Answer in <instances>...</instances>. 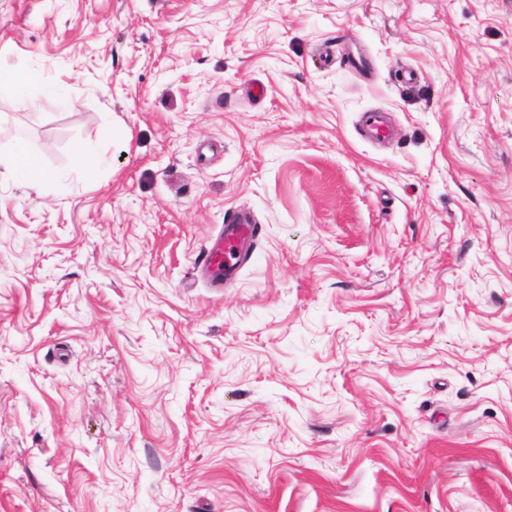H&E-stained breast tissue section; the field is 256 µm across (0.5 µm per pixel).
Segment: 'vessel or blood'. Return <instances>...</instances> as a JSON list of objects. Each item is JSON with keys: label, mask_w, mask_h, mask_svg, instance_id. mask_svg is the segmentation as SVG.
Returning <instances> with one entry per match:
<instances>
[{"label": "vessel or blood", "mask_w": 512, "mask_h": 512, "mask_svg": "<svg viewBox=\"0 0 512 512\" xmlns=\"http://www.w3.org/2000/svg\"><path fill=\"white\" fill-rule=\"evenodd\" d=\"M363 130L376 138H387L392 134L384 113L365 112L361 115ZM259 227L252 216L244 211L230 212L224 224V234L209 247L197 268L204 272L214 287H221L226 275L233 273L247 258L242 245L255 241Z\"/></svg>", "instance_id": "b4317fda"}]
</instances>
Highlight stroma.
Masks as SVG:
<instances>
[{"label": "stroma", "instance_id": "35a3bbf8", "mask_svg": "<svg viewBox=\"0 0 512 512\" xmlns=\"http://www.w3.org/2000/svg\"><path fill=\"white\" fill-rule=\"evenodd\" d=\"M19 62L0 512H512V0H0ZM38 79V75L22 63L15 65L8 72H3L0 69V88L7 87L19 107L29 108L33 105L29 95V88ZM386 112H364L361 115L363 130L376 138H388L392 134L391 128L386 122ZM7 161L13 176L36 193L46 196H64L67 193L68 179L63 175L46 174L26 149L24 136L15 137L14 146L7 156ZM224 234L206 249L197 265V271L204 272L215 288H220L224 276L233 273L247 258L244 242H253L259 234V227L253 217L244 211H231L224 220Z\"/></svg>", "mask_w": 512, "mask_h": 512}]
</instances>
